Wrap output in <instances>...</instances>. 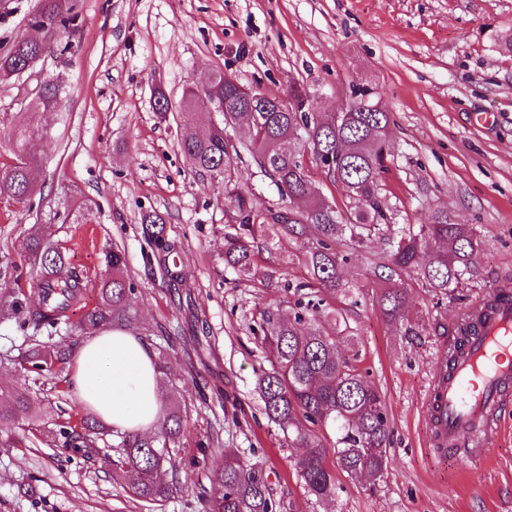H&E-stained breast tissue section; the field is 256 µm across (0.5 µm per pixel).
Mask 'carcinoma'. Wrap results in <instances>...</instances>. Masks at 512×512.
<instances>
[{"instance_id":"obj_1","label":"carcinoma","mask_w":512,"mask_h":512,"mask_svg":"<svg viewBox=\"0 0 512 512\" xmlns=\"http://www.w3.org/2000/svg\"><path fill=\"white\" fill-rule=\"evenodd\" d=\"M30 22L39 36L18 38L0 55V83L26 72L46 53L62 46L63 37L79 30L75 0H41ZM62 88V77L47 79L30 111L55 108ZM244 89L236 79L215 73L209 87L189 86L182 98L183 105L197 115V125L183 131L180 141L196 173L230 185L232 155L239 150L229 153L224 129L242 122L247 139L241 146L252 154L279 197V203L262 209L241 193L229 194L238 231L226 239L224 264L240 273L251 272L255 240L272 232L301 244L302 261L320 291L355 303L361 286L344 279L341 268L360 256L368 240L382 238L389 250L383 261L375 264L384 283L375 304L386 321L400 326L406 320L405 302L412 282L450 294L470 279L480 242L468 225L452 222L445 212L434 214L427 224L397 227L389 223L379 190L391 118L387 112L367 109L371 105L367 91L355 95V105L332 125L316 122L314 99L300 95L295 88L288 93V104L279 110L238 112ZM212 95L227 106L220 123L205 106ZM43 134L44 128L25 123L10 128L8 143L15 161L0 165V198L24 203L34 195L32 171L37 160L26 154V146ZM307 154L332 184L343 188L350 212L314 193L310 170L303 165ZM142 223L162 273L173 284L182 281L184 273L175 259V247L164 235V218L148 214ZM28 251L37 266L39 304L26 309L17 298L10 311L14 317L23 316L26 328L51 336L69 320L82 279L63 252L43 236L32 235ZM104 262L112 271V280L102 287L101 304L85 311L83 320L93 327L130 323L133 315L127 300L134 286L125 277V254L114 247L105 251ZM322 303L321 298L298 302V311L288 322L270 311L262 314L260 340L271 369L259 374L256 381L267 419L286 441L304 449L297 461L298 475L317 499L335 495L338 471L352 478L382 475L392 433L380 391L340 351L347 322L341 312L333 315L321 309ZM481 320L480 314L463 319L448 362L463 355ZM24 363L35 370L49 365L64 371L70 354L63 349L45 352L35 347ZM7 399L8 404L0 405V430L35 423L29 392L13 388ZM180 429L178 410L172 406L158 421V431L121 437L112 473L129 480L137 500L158 504L173 492L162 470L175 469L169 449L179 440ZM328 431L335 436L331 452L326 444ZM104 432L100 421L87 414L78 425L57 423L55 435L64 453L90 459L98 454ZM209 481L210 487H201L198 496L206 512H279L281 508L261 470L233 448L224 449V462Z\"/></svg>"}]
</instances>
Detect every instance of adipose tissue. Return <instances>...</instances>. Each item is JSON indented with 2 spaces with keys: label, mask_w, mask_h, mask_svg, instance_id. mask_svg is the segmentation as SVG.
I'll list each match as a JSON object with an SVG mask.
<instances>
[{
  "label": "adipose tissue",
  "mask_w": 512,
  "mask_h": 512,
  "mask_svg": "<svg viewBox=\"0 0 512 512\" xmlns=\"http://www.w3.org/2000/svg\"><path fill=\"white\" fill-rule=\"evenodd\" d=\"M70 390L88 410L113 429L148 433L162 415V367L133 333L102 329L72 357Z\"/></svg>",
  "instance_id": "obj_1"
}]
</instances>
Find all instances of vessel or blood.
I'll return each instance as SVG.
<instances>
[{"label": "vessel or blood", "mask_w": 512, "mask_h": 512, "mask_svg": "<svg viewBox=\"0 0 512 512\" xmlns=\"http://www.w3.org/2000/svg\"><path fill=\"white\" fill-rule=\"evenodd\" d=\"M490 309L466 354L455 363L440 361L427 408L429 445L437 453L485 455L483 440L499 424L498 412L512 386V287L491 290Z\"/></svg>", "instance_id": "vessel-or-blood-1"}]
</instances>
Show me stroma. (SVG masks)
Wrapping results in <instances>:
<instances>
[{"label":"stroma","instance_id":"35a3bbf8","mask_svg":"<svg viewBox=\"0 0 512 512\" xmlns=\"http://www.w3.org/2000/svg\"><path fill=\"white\" fill-rule=\"evenodd\" d=\"M38 0H0V53L30 31ZM82 25L66 52L46 54L32 71L0 84V129L20 121L46 128L28 152L38 191L30 202L0 201V301L39 302L25 244L34 225L49 227L85 283L68 331L32 336L0 317V386L28 388L38 430L9 432L0 446V512H202L196 492L224 451L258 464L280 512H512V410L489 436L478 462L441 459L426 450L424 402L432 370L456 338L464 312L512 279V0H78ZM221 72L241 84L284 96L306 90L321 111L337 112L355 88L389 112L380 196L396 224H425L439 211L473 225L481 239L472 278L443 295L413 283L409 321L388 323L372 300L382 286L372 258L375 238L343 270L362 285L346 305L352 330L343 350L381 392L393 434L388 464L374 480L336 475L335 497L319 501L295 468L262 410L256 380L269 362L260 343L264 311L293 317L307 281L292 240L259 239L256 274L224 266L234 235L223 183L196 174L180 149L193 113L179 107L184 90ZM62 74L56 108L28 106L48 76ZM173 109L155 110L157 92ZM490 114L487 123L478 122ZM236 190L257 206L277 194L249 154L235 160ZM165 219L177 262L187 273L172 295L147 264L144 215ZM125 252L135 290L129 329L164 364L162 400L175 404L183 432L173 448L176 489L162 505L134 499L112 477L116 436L92 461L58 451L54 424L79 420L85 408L56 370L30 372L19 360L40 344L76 350L92 329L85 310L101 301L110 278L106 248Z\"/></svg>","mask_w":512,"mask_h":512}]
</instances>
